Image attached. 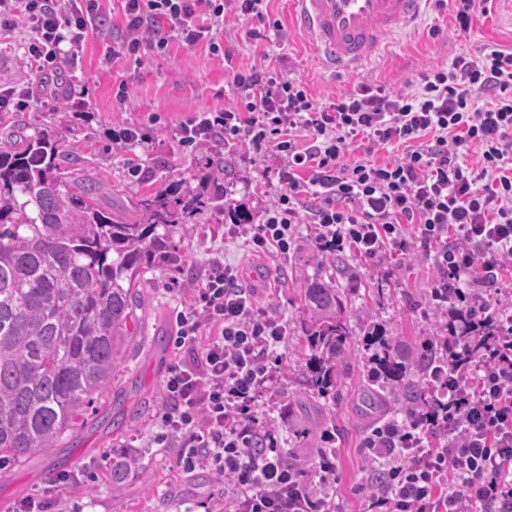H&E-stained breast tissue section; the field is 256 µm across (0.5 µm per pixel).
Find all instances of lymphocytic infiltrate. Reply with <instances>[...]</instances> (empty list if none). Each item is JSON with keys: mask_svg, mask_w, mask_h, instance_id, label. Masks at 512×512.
Listing matches in <instances>:
<instances>
[{"mask_svg": "<svg viewBox=\"0 0 512 512\" xmlns=\"http://www.w3.org/2000/svg\"><path fill=\"white\" fill-rule=\"evenodd\" d=\"M265 0H123L125 31L112 58L165 51L170 39L222 53L214 26L226 11L264 20ZM25 20V56L37 79L0 87V112L47 98L48 77L76 55L106 19L99 0H0V30ZM243 108L202 112L179 128L183 145L238 141L279 160L278 189L261 221L233 224L257 253H288L301 222L314 224L318 251L352 249L372 258L392 248L431 251L440 280L434 299L464 303L467 335L449 329V363L430 406L375 428L365 512H512V313L464 291L512 279V50L456 55L431 68L412 93L361 85L325 105L304 84L263 69L234 76ZM401 149L385 163L348 161L357 140ZM479 156V169L464 157ZM236 268L213 262L194 303L176 314L175 344L192 364L170 370L168 438L177 464L224 477V512H330L327 485L336 457L318 453L310 469L289 463L261 421L259 397L273 380L268 358L288 323L260 307ZM215 335L202 340V328ZM266 446L254 450L253 440Z\"/></svg>", "mask_w": 512, "mask_h": 512, "instance_id": "1", "label": "lymphocytic infiltrate"}]
</instances>
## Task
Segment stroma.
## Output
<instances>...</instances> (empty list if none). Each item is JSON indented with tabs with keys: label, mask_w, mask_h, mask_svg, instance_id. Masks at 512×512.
Masks as SVG:
<instances>
[{
	"label": "stroma",
	"mask_w": 512,
	"mask_h": 512,
	"mask_svg": "<svg viewBox=\"0 0 512 512\" xmlns=\"http://www.w3.org/2000/svg\"><path fill=\"white\" fill-rule=\"evenodd\" d=\"M268 13L283 30L259 48L246 35L248 28L257 27V20H229L217 26L216 37L233 53L229 63L205 46L190 48L176 40L163 53L114 60L106 52L109 36L89 37L78 60H63L56 71L70 84L68 99L37 103L23 112H0V133L19 127L28 135L46 129L58 133L72 158L71 170L94 176L104 186L113 213L126 220L137 218L145 197L166 192L175 198L192 188L208 195L228 192L256 223L274 199L277 162L236 144L184 147L174 136L177 126L196 113L218 112L237 100L234 72L274 68L302 79L313 97L326 103L361 83L390 92L411 90L423 71L451 62L456 54L475 55L489 46L512 49V0H493L490 14L476 16L470 34L461 37L454 33L451 8L432 7L414 28L387 36L365 66L334 73L323 66L312 41L293 27L290 0H270ZM31 35L26 26L0 34V84L27 82L24 47ZM122 84L129 91L123 102L115 96ZM130 125L150 128L151 141L136 147L113 142V131ZM135 164L141 168L136 176L130 173ZM228 222L224 211H201L194 223L168 232L171 262L154 257L143 265L139 344L128 351L111 389L101 398L103 413L123 420L121 433L85 427L74 436L73 447L31 456L0 475V512H15L21 501L37 494L46 500V512H224V483L216 473L203 468L183 474L176 465L177 448L157 441L167 410L168 371L192 359L188 350L174 344L175 314L195 296L185 281L191 277L202 282L216 259L238 269L242 287L253 292L259 305L273 307L288 320V339L271 358L276 380L259 400L267 426L287 455L309 460L321 446L326 425L336 424L342 436L335 445L333 507L335 512H362L363 442L373 423L360 416L355 393L368 381L363 361L367 333L378 329L404 350L421 349L428 339L445 335L448 312L431 301L437 272L422 253L401 255L391 249L372 259L347 252L349 269L338 271L314 248L309 224L300 225L288 255L256 254L227 235ZM316 275L345 288L355 332V351L338 402L310 400L301 376L304 315L299 288L304 277ZM159 333L165 336L161 349L154 344ZM137 406L143 412L135 417L131 411ZM288 407L294 418L285 417ZM121 451L138 458L143 474L116 484L104 457Z\"/></svg>",
	"instance_id": "stroma-1"
}]
</instances>
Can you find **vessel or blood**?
I'll use <instances>...</instances> for the list:
<instances>
[{
    "label": "vessel or blood",
    "instance_id": "b4317fda",
    "mask_svg": "<svg viewBox=\"0 0 512 512\" xmlns=\"http://www.w3.org/2000/svg\"><path fill=\"white\" fill-rule=\"evenodd\" d=\"M435 0H291L296 28L333 70L362 66L382 40L413 27Z\"/></svg>",
    "mask_w": 512,
    "mask_h": 512
}]
</instances>
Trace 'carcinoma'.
Returning <instances> with one entry per match:
<instances>
[{
  "label": "carcinoma",
  "mask_w": 512,
  "mask_h": 512,
  "mask_svg": "<svg viewBox=\"0 0 512 512\" xmlns=\"http://www.w3.org/2000/svg\"><path fill=\"white\" fill-rule=\"evenodd\" d=\"M62 142L20 130L0 141V472L60 445L99 412L121 360L137 344L142 307L137 274L162 247L160 227L188 223L212 199L162 194L140 204L130 222L100 203L102 184L65 174ZM302 324L309 350L310 399L338 398L354 330L344 295L306 278ZM444 362L433 345L415 355L384 341L371 357L378 379L357 400L370 414L390 409L387 392L409 410L430 401L432 375ZM142 475L130 453L112 457V479Z\"/></svg>",
  "instance_id": "cac0c4a2"
}]
</instances>
